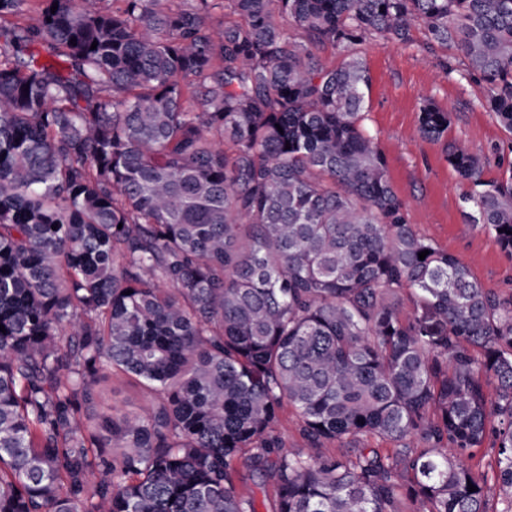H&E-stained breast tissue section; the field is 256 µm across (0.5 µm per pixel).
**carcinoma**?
Segmentation results:
<instances>
[{"label": "carcinoma", "instance_id": "carcinoma-1", "mask_svg": "<svg viewBox=\"0 0 512 512\" xmlns=\"http://www.w3.org/2000/svg\"><path fill=\"white\" fill-rule=\"evenodd\" d=\"M104 2L0 0V512H258L241 462L273 512H512V294L409 224L356 53L423 30L512 133V0ZM448 163L512 255V161ZM109 373L155 405L83 416ZM284 428L281 430V436L285 442L286 448L291 452H299L307 447L298 431L296 419L290 409L285 410Z\"/></svg>", "mask_w": 512, "mask_h": 512}]
</instances>
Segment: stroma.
I'll list each match as a JSON object with an SVG mask.
<instances>
[{"instance_id":"obj_1","label":"stroma","mask_w":512,"mask_h":512,"mask_svg":"<svg viewBox=\"0 0 512 512\" xmlns=\"http://www.w3.org/2000/svg\"><path fill=\"white\" fill-rule=\"evenodd\" d=\"M425 37L412 31L409 42L371 40L358 48L371 77L364 124L377 139L388 177L404 201L416 233L457 256L484 288L512 293V256L489 235L469 224L463 211L468 190L448 162L456 144L487 160L485 176L499 178L498 156L512 146L484 105L482 84L447 74L446 52H428ZM448 110L451 121L442 140L422 138L419 116L427 101ZM154 396L118 375L109 376L88 412L123 414L151 408Z\"/></svg>"}]
</instances>
